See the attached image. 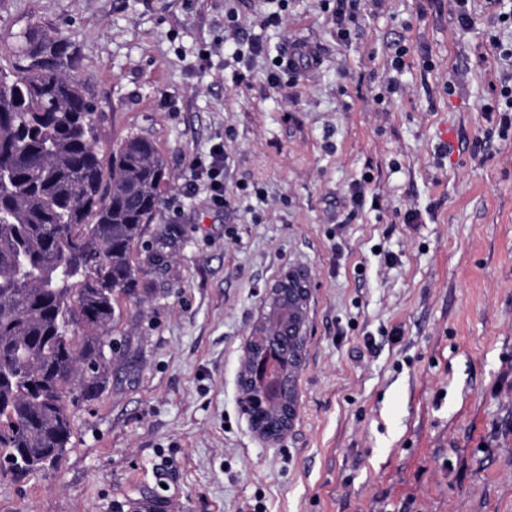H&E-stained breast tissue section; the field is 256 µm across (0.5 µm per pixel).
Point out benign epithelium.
Returning <instances> with one entry per match:
<instances>
[{"label":"benign epithelium","mask_w":512,"mask_h":512,"mask_svg":"<svg viewBox=\"0 0 512 512\" xmlns=\"http://www.w3.org/2000/svg\"><path fill=\"white\" fill-rule=\"evenodd\" d=\"M312 281L304 267H290L263 295V311L246 336L242 368L257 369V377L270 374L272 362L260 350L264 345L288 363V373L280 374L279 384H288V396L271 398L263 388H240L244 413L257 436L275 443L288 434L299 410L297 381L301 369L308 330V308Z\"/></svg>","instance_id":"1"}]
</instances>
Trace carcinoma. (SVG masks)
I'll return each instance as SVG.
<instances>
[{"label": "carcinoma", "instance_id": "cac0c4a2", "mask_svg": "<svg viewBox=\"0 0 512 512\" xmlns=\"http://www.w3.org/2000/svg\"><path fill=\"white\" fill-rule=\"evenodd\" d=\"M0 67V464L23 475L72 445L70 406L109 383L117 295L160 203L154 144L100 153L73 44L30 27ZM132 512H163L143 494Z\"/></svg>", "mask_w": 512, "mask_h": 512}]
</instances>
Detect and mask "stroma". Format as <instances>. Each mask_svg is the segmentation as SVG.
<instances>
[{
  "label": "stroma",
  "instance_id": "35a3bbf8",
  "mask_svg": "<svg viewBox=\"0 0 512 512\" xmlns=\"http://www.w3.org/2000/svg\"><path fill=\"white\" fill-rule=\"evenodd\" d=\"M0 0V49L70 40L97 145L165 165L120 295L101 396L59 468L0 471V512H512V0ZM235 12L259 53L234 57ZM408 46L401 71L391 58ZM296 43L316 64L276 70ZM278 71L279 84L267 75ZM224 148V204L194 164ZM364 183L368 202L352 195ZM306 267L299 411L277 443L240 403L265 288ZM360 0H336V27L337 34L344 38L349 35L348 23L356 26L358 24V10Z\"/></svg>",
  "mask_w": 512,
  "mask_h": 512
}]
</instances>
